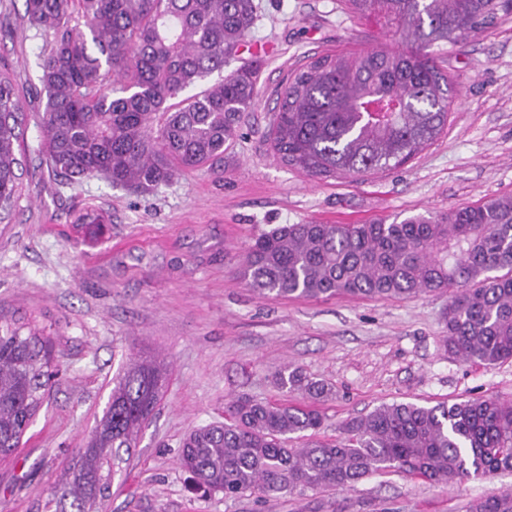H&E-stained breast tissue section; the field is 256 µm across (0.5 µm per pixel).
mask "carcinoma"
Segmentation results:
<instances>
[{"mask_svg": "<svg viewBox=\"0 0 512 512\" xmlns=\"http://www.w3.org/2000/svg\"><path fill=\"white\" fill-rule=\"evenodd\" d=\"M512 0H341L374 16L404 46L329 50L296 69L278 94L269 140L284 166L316 178L374 175L403 164L448 127L455 94L436 55L509 16ZM24 19L54 35L41 63L46 92L41 151L70 178L97 176L150 194L178 175L220 170L254 104L259 63L244 59L196 87L246 43L254 0H24ZM15 79L0 72V207L12 204L21 165ZM239 276L261 297L346 293L408 298L451 290L443 346L465 362L512 360V196L399 222L279 224L253 240ZM59 359L52 338L0 315V455L15 452L49 393ZM157 360L127 364L102 416L46 512H99L122 454L161 400ZM278 388L314 401L331 387L285 366ZM324 426L307 404L242 395L224 421L182 442L180 467L226 500L351 489L386 469L452 486L512 470V405L493 398L421 406L382 404L350 420L345 437L290 448ZM469 512H512V491Z\"/></svg>", "mask_w": 512, "mask_h": 512, "instance_id": "1", "label": "carcinoma"}]
</instances>
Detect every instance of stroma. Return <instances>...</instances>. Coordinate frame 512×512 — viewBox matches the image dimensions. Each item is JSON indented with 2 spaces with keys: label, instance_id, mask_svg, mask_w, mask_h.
<instances>
[{
  "label": "stroma",
  "instance_id": "35a3bbf8",
  "mask_svg": "<svg viewBox=\"0 0 512 512\" xmlns=\"http://www.w3.org/2000/svg\"><path fill=\"white\" fill-rule=\"evenodd\" d=\"M257 2L248 40L259 50L257 96L223 173L191 171L140 196L99 177L70 179L40 154L38 62L53 37L24 20L23 0H0V70L16 74L24 114L17 190L0 212V314L36 320L61 352L26 443L0 458V512H44L101 416L113 375L138 356L164 360L168 378L105 512H468L476 497L512 491V471L446 488L390 469L350 490L263 504L202 495L180 468L185 435L223 421L229 399L283 401L275 374L288 364L334 389L316 404L321 441L384 403H512V360L484 367L445 351L450 292L263 298L237 274L253 237L277 224L389 223L512 195V16L439 58L458 97L430 147L364 181L318 180L269 149L278 92L307 56L394 38L377 20L344 15L338 0ZM84 213L99 226L80 224Z\"/></svg>",
  "mask_w": 512,
  "mask_h": 512
}]
</instances>
